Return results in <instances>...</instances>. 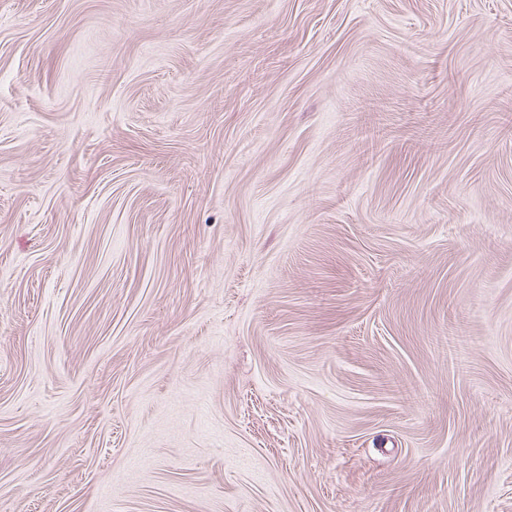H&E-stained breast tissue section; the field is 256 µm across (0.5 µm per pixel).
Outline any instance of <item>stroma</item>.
<instances>
[{
	"instance_id": "1",
	"label": "stroma",
	"mask_w": 512,
	"mask_h": 512,
	"mask_svg": "<svg viewBox=\"0 0 512 512\" xmlns=\"http://www.w3.org/2000/svg\"><path fill=\"white\" fill-rule=\"evenodd\" d=\"M0 512H512V0H0Z\"/></svg>"
}]
</instances>
